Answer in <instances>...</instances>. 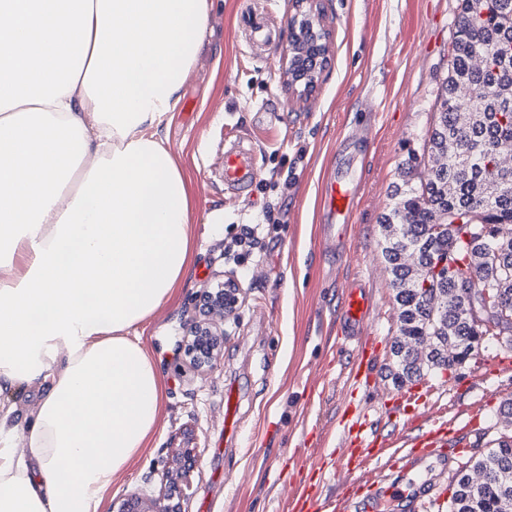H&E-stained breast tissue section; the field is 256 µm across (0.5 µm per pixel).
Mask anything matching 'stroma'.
<instances>
[{
    "label": "stroma",
    "mask_w": 512,
    "mask_h": 512,
    "mask_svg": "<svg viewBox=\"0 0 512 512\" xmlns=\"http://www.w3.org/2000/svg\"><path fill=\"white\" fill-rule=\"evenodd\" d=\"M205 39L182 98L164 120L165 147L188 178L194 204L195 262L174 298L140 328L165 376L162 426L151 448L109 490L104 512L144 488L183 431L197 450L185 512H294L310 485L322 496L363 491L352 484L337 425L351 402L367 404L378 433L407 447L428 428L423 408L408 404L391 376L397 332L379 220L404 179L409 157L424 158L426 133L448 73V49L460 0H318L328 63L315 91L289 90L287 43L257 46L239 26L242 14L267 10L287 31L294 0H210ZM362 125V165L349 179L357 204L346 253L336 259L321 241V188L336 174V150ZM242 139L257 150L259 177L249 193L224 184V146ZM247 224L265 227L261 250L238 262ZM372 297V368L358 391L348 372L357 357L341 336V306L351 278ZM231 278L241 305L224 323L217 368L186 371L179 348L203 289ZM420 387L443 395L454 419L448 462L470 452L478 432L503 426L512 403V344L492 340L451 369L426 375ZM233 392L241 432H224V394ZM431 451L411 467L385 465L373 512H418L452 488ZM413 488L402 496V488Z\"/></svg>",
    "instance_id": "1"
}]
</instances>
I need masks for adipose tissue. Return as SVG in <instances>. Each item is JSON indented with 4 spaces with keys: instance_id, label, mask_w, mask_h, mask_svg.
Returning <instances> with one entry per match:
<instances>
[{
    "instance_id": "obj_1",
    "label": "adipose tissue",
    "mask_w": 512,
    "mask_h": 512,
    "mask_svg": "<svg viewBox=\"0 0 512 512\" xmlns=\"http://www.w3.org/2000/svg\"><path fill=\"white\" fill-rule=\"evenodd\" d=\"M208 0H0V512H101L150 448L164 375L138 328L193 262L154 130Z\"/></svg>"
}]
</instances>
